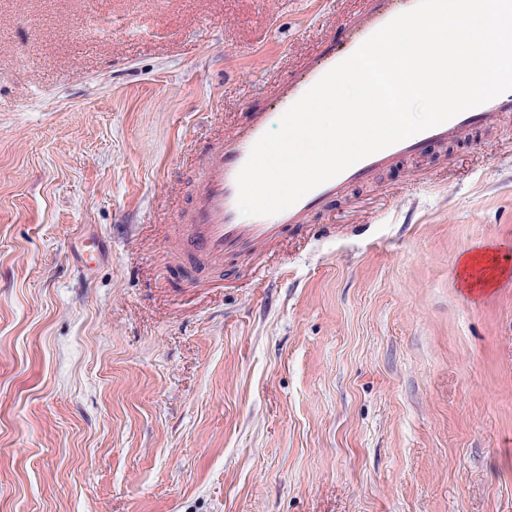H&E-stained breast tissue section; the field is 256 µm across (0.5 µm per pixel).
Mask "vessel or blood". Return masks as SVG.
<instances>
[{"label": "vessel or blood", "mask_w": 512, "mask_h": 512, "mask_svg": "<svg viewBox=\"0 0 512 512\" xmlns=\"http://www.w3.org/2000/svg\"><path fill=\"white\" fill-rule=\"evenodd\" d=\"M416 4L417 0H361L359 9L344 19V38L325 35L316 50L301 61L295 75L276 84L273 100L278 110L286 111L368 37ZM510 116L512 91L364 158L282 213L265 217L242 215L237 205V175L274 118L270 112L249 113L244 124L225 131L214 153L204 162L197 183L198 201L182 240L190 249L217 260L265 247L288 231L300 229L332 202L345 198L352 184L373 182L395 161L430 144L452 143L471 131L500 125Z\"/></svg>", "instance_id": "obj_1"}]
</instances>
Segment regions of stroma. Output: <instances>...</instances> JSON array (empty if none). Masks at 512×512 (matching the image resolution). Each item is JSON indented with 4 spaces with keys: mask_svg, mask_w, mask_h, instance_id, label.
Masks as SVG:
<instances>
[{
    "mask_svg": "<svg viewBox=\"0 0 512 512\" xmlns=\"http://www.w3.org/2000/svg\"><path fill=\"white\" fill-rule=\"evenodd\" d=\"M357 6L0 0V512H512V121L260 255L178 242L199 164ZM461 274H467L465 283L467 288H491L499 284L506 275L494 265L488 254H468L461 260Z\"/></svg>",
    "mask_w": 512,
    "mask_h": 512,
    "instance_id": "1",
    "label": "stroma"
}]
</instances>
